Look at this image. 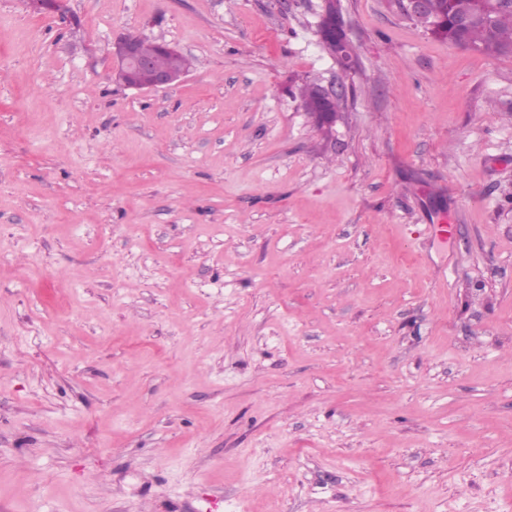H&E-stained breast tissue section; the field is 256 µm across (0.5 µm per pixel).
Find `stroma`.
I'll use <instances>...</instances> for the list:
<instances>
[{"instance_id": "obj_1", "label": "stroma", "mask_w": 512, "mask_h": 512, "mask_svg": "<svg viewBox=\"0 0 512 512\" xmlns=\"http://www.w3.org/2000/svg\"><path fill=\"white\" fill-rule=\"evenodd\" d=\"M336 4L0 0V512H512V55ZM143 40L137 35H127L113 44L112 56L116 62L118 81L137 89L167 88L179 82L189 69L188 59L184 55L172 56L160 52L158 48L171 54H182L167 43L157 42V48L154 42ZM140 43L142 52L153 58L157 68H174L183 72L155 69L152 60L141 53ZM143 74H149V81H141Z\"/></svg>"}]
</instances>
